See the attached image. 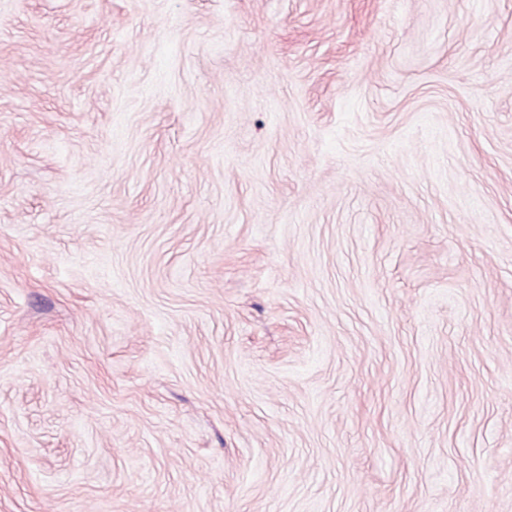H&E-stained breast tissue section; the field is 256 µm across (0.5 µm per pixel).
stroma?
<instances>
[{"instance_id":"stroma-1","label":"stroma","mask_w":512,"mask_h":512,"mask_svg":"<svg viewBox=\"0 0 512 512\" xmlns=\"http://www.w3.org/2000/svg\"><path fill=\"white\" fill-rule=\"evenodd\" d=\"M0 512H512V0H0Z\"/></svg>"}]
</instances>
